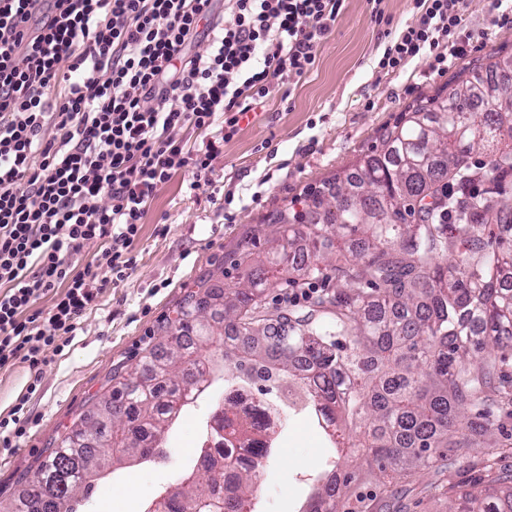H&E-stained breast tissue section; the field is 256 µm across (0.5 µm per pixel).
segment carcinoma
Here are the masks:
<instances>
[{"instance_id": "carcinoma-1", "label": "carcinoma", "mask_w": 512, "mask_h": 512, "mask_svg": "<svg viewBox=\"0 0 512 512\" xmlns=\"http://www.w3.org/2000/svg\"><path fill=\"white\" fill-rule=\"evenodd\" d=\"M482 151L496 172L512 173V59L490 62L445 97L423 99L393 127L381 147L352 172L305 191L302 212L279 211L280 236L258 261L250 251L233 261L231 287L199 278L164 326V347L139 367L113 372L92 400L98 419L82 416L39 464L33 485L9 512H78L88 498L85 476L104 465L162 457L160 440L187 402L181 365L203 379L204 352L224 342V374L298 383L306 406L336 432L335 447L398 479L438 469L454 496L448 512H512V374L502 370L512 349V239H484L492 224L512 227V201L467 188L484 174L464 165ZM457 182L461 197L448 196ZM431 208L417 202L426 192ZM457 224L448 232L445 217ZM303 241L309 258L292 251ZM334 283L307 309H269L263 296L283 283L306 288ZM210 432L252 436V464L233 451L211 454L187 471L179 490L159 494L165 512H255L257 477L267 466L269 435L260 418L243 425L227 399ZM478 474L468 488L459 478ZM354 473L333 466L314 478L302 512H386L359 500L345 509Z\"/></svg>"}]
</instances>
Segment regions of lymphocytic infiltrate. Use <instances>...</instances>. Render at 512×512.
I'll return each mask as SVG.
<instances>
[{"label": "lymphocytic infiltrate", "instance_id": "f902f5d3", "mask_svg": "<svg viewBox=\"0 0 512 512\" xmlns=\"http://www.w3.org/2000/svg\"><path fill=\"white\" fill-rule=\"evenodd\" d=\"M0 0V367H38L74 336L173 173L207 180L213 159L261 108L272 81L310 72L342 0ZM460 0H416L417 24L387 46L397 71L433 65L463 27ZM206 48L193 51L197 39ZM203 138L187 145L185 126ZM91 240L101 253L71 259ZM52 296L48 309L38 308Z\"/></svg>", "mask_w": 512, "mask_h": 512}]
</instances>
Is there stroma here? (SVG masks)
I'll return each instance as SVG.
<instances>
[{
  "label": "stroma",
  "instance_id": "35a3bbf8",
  "mask_svg": "<svg viewBox=\"0 0 512 512\" xmlns=\"http://www.w3.org/2000/svg\"><path fill=\"white\" fill-rule=\"evenodd\" d=\"M374 17L368 0H344L317 49L313 71L273 85L263 112L242 124L213 164L211 185L190 189L191 171L176 173L151 202L129 276L103 288L64 350L39 369L15 363L0 368V419L23 404L25 433L0 431V506L9 507L28 489L37 465L56 448L71 420L84 413L114 371L136 367L146 347L160 344L161 326L197 279L216 267V288L234 284L232 261L248 250L265 253L279 227L280 210L304 207L307 186L354 167L376 150L385 127L420 100L456 88L464 69L493 55H512V0L491 9L489 0H462L469 43L463 55L435 71L415 58L397 72L378 62L385 48L421 12L414 0H382ZM36 391H29V384ZM287 382L269 385L266 402L282 420L274 458L261 473L256 512H298L312 477L327 467L330 441L314 414L288 406ZM224 362L213 365L212 384L187 404L166 431L165 458L125 464L99 477L83 512H147L196 462L212 410L224 401ZM434 471L386 487L379 473L361 471L355 494L389 493L391 512H446L448 497L427 492Z\"/></svg>",
  "mask_w": 512,
  "mask_h": 512
}]
</instances>
